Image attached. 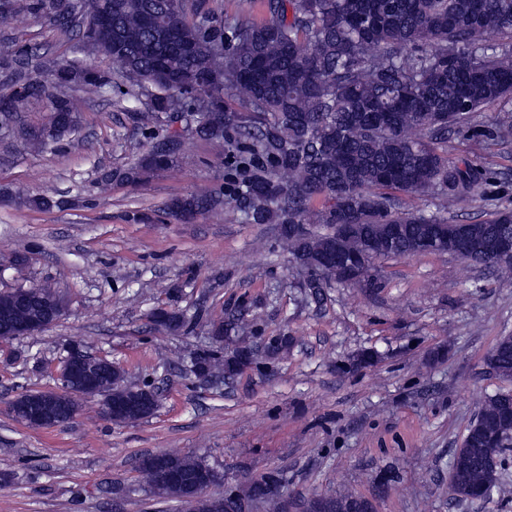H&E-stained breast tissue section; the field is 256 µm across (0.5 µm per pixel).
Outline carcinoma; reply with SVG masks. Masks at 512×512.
Returning <instances> with one entry per match:
<instances>
[{"mask_svg": "<svg viewBox=\"0 0 512 512\" xmlns=\"http://www.w3.org/2000/svg\"><path fill=\"white\" fill-rule=\"evenodd\" d=\"M260 23L224 25L207 0H27V8L47 14L72 30L84 48L112 59L111 72L70 60L56 63L43 78L0 86V123L17 119L15 103L48 102V126L19 128L25 143L42 151L65 140L77 123L84 94L118 95L130 108L149 148L134 166L105 176L144 184L172 166L178 153L162 148L159 127L182 116L201 139H224L242 130L247 141L232 154L226 187L177 197L168 204L187 222L227 206L246 212L256 224H277L280 244L308 273L306 296L317 300L335 278L338 263H353L358 281L376 284L373 258L425 253L422 242L449 220L400 213L394 194H430L452 209L491 179L486 167L448 159V133H467L470 115L512 92V0H267ZM498 34L502 42L486 44ZM21 56L10 41L0 42V67ZM246 109L241 115L228 103ZM512 135V110L483 132L487 145ZM323 202L314 211V201ZM401 226L393 239L385 225ZM464 237L447 254L494 268L512 279V261L492 252L494 242L512 235V214L460 224ZM0 294V336H14L32 316L63 308L50 284L25 294ZM156 322L171 332L192 325L175 311ZM248 324L232 317L214 325L217 337L244 333ZM251 346L205 352L198 376L238 373L237 356ZM495 374L512 378V338L501 337L492 353ZM152 391L148 384L124 382L108 364L99 377L104 402ZM479 422L469 427L453 458L455 494L486 499L500 489L501 448L490 441L512 435V391L484 398ZM162 464L139 468L151 495L175 499L187 512H241L218 496L196 497L169 485L170 474L190 479L207 470L213 483L224 474L202 458L163 453ZM277 472L253 480L239 499L266 512H283L272 487ZM360 496L344 494L330 512H369Z\"/></svg>", "mask_w": 512, "mask_h": 512, "instance_id": "cac0c4a2", "label": "carcinoma"}]
</instances>
